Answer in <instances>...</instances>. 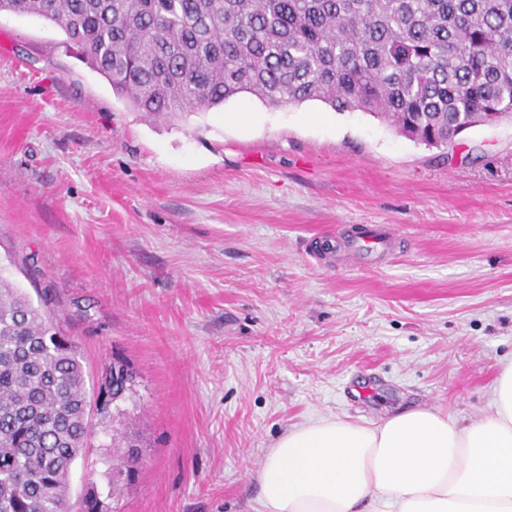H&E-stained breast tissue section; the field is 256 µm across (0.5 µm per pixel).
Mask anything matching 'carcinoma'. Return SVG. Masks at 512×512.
<instances>
[{
    "mask_svg": "<svg viewBox=\"0 0 512 512\" xmlns=\"http://www.w3.org/2000/svg\"><path fill=\"white\" fill-rule=\"evenodd\" d=\"M60 26L67 47L152 118L241 93L361 111L428 146L512 119V0H6ZM98 406L131 400L109 373ZM78 346L0 274V512H70L89 433ZM144 437L120 429L107 498L140 469ZM80 512H109L89 489Z\"/></svg>",
    "mask_w": 512,
    "mask_h": 512,
    "instance_id": "1",
    "label": "carcinoma"
}]
</instances>
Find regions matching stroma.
<instances>
[{
  "label": "stroma",
  "mask_w": 512,
  "mask_h": 512,
  "mask_svg": "<svg viewBox=\"0 0 512 512\" xmlns=\"http://www.w3.org/2000/svg\"><path fill=\"white\" fill-rule=\"evenodd\" d=\"M0 14V265L49 294L90 398L139 399L70 475L107 492L112 426L145 435L119 512H257L258 470L322 415L491 411L512 357V121L428 147L360 111L243 93L152 120L66 47ZM392 244L350 258L359 229ZM136 375L135 373L123 365L117 369V377L115 379L113 368L109 371V376L106 377L104 385L101 387L99 393V406L98 413L102 419L111 418L110 406L113 401L123 402L131 400L136 394ZM105 395V399L100 403L101 396Z\"/></svg>",
  "instance_id": "35a3bbf8"
}]
</instances>
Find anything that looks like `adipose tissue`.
<instances>
[{"mask_svg": "<svg viewBox=\"0 0 512 512\" xmlns=\"http://www.w3.org/2000/svg\"><path fill=\"white\" fill-rule=\"evenodd\" d=\"M492 406L466 425L411 408L378 423L298 426L264 457L261 512H512V362Z\"/></svg>", "mask_w": 512, "mask_h": 512, "instance_id": "obj_1", "label": "adipose tissue"}]
</instances>
